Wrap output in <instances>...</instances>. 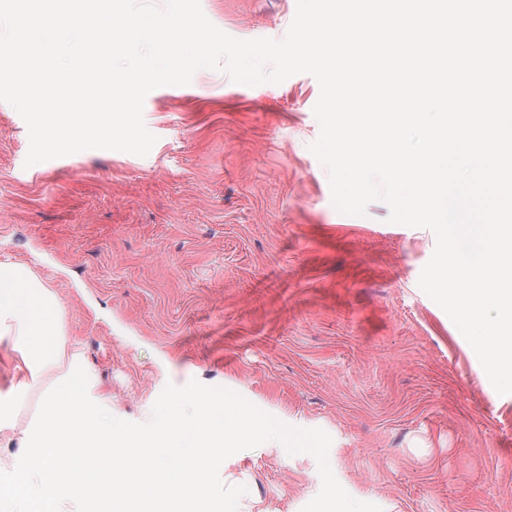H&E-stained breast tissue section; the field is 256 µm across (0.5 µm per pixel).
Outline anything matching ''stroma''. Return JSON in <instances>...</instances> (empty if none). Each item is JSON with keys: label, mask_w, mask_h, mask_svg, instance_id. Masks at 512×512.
<instances>
[{"label": "stroma", "mask_w": 512, "mask_h": 512, "mask_svg": "<svg viewBox=\"0 0 512 512\" xmlns=\"http://www.w3.org/2000/svg\"><path fill=\"white\" fill-rule=\"evenodd\" d=\"M242 40L284 39L296 0H201ZM317 80L247 86L201 69L145 98L147 155L79 152L26 166L0 102V260L59 297L68 340L114 421L159 427L184 391L247 402L289 447L242 448L185 512H512V394L501 395L418 280L436 236L332 202L309 149ZM0 401L39 445L42 388Z\"/></svg>", "instance_id": "stroma-1"}]
</instances>
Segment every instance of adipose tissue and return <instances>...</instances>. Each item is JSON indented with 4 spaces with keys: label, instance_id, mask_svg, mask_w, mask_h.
Segmentation results:
<instances>
[{
    "label": "adipose tissue",
    "instance_id": "obj_1",
    "mask_svg": "<svg viewBox=\"0 0 512 512\" xmlns=\"http://www.w3.org/2000/svg\"><path fill=\"white\" fill-rule=\"evenodd\" d=\"M10 342L17 356L12 382L21 389L41 385L47 374L67 365L62 389L46 393L41 419L47 429L44 450L21 449V465L8 470L0 490L16 494L18 512H33L36 501L52 498L84 500L93 490L77 475L74 459L101 468L112 512H127L123 493L132 467L148 470L160 500L179 512L187 499H202L206 463L236 448H256L266 441H283L278 428L256 417L244 403L225 399L223 406L199 398L198 416L187 420L178 402L164 404L162 426L142 435L113 422L94 405L75 379L86 376L83 358L65 337L62 305L50 288L27 266L0 261V339ZM157 457L170 458L192 471L189 484L175 483L152 469Z\"/></svg>",
    "mask_w": 512,
    "mask_h": 512
}]
</instances>
